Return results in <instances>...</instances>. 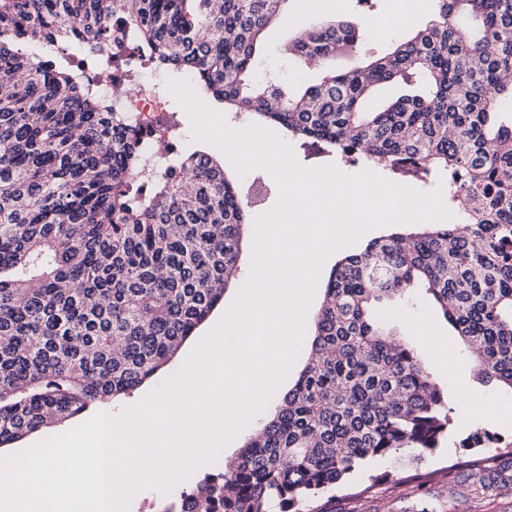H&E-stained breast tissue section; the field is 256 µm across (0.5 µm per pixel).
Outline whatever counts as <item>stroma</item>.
I'll return each instance as SVG.
<instances>
[{
  "mask_svg": "<svg viewBox=\"0 0 512 512\" xmlns=\"http://www.w3.org/2000/svg\"><path fill=\"white\" fill-rule=\"evenodd\" d=\"M291 24L272 29L256 59L257 77H277L283 86L298 85L308 64L287 53L289 40L298 25L320 24L338 17L371 15L373 24L365 44L353 53L342 54L331 63L333 71L344 73L360 66L365 55L385 52L389 45L406 38L411 28L426 25L432 18L430 0H420L412 21H400V0H289ZM388 322L399 337L417 344L423 363L434 380L448 389L451 398L452 430L432 453L416 456L404 451L387 460L363 466L343 487L329 491V512H512V488L501 487L482 493L474 490L457 460L477 459L479 448H464L460 442L473 430L486 428L512 441V389L482 384L475 361L453 328L437 312L425 289L386 303ZM485 399L477 407L472 395ZM388 472V482L370 486L369 477Z\"/></svg>",
  "mask_w": 512,
  "mask_h": 512,
  "instance_id": "35a3bbf8",
  "label": "stroma"
}]
</instances>
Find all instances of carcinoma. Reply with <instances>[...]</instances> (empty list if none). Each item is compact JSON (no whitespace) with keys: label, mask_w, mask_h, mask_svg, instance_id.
Returning a JSON list of instances; mask_svg holds the SVG:
<instances>
[{"label":"carcinoma","mask_w":512,"mask_h":512,"mask_svg":"<svg viewBox=\"0 0 512 512\" xmlns=\"http://www.w3.org/2000/svg\"><path fill=\"white\" fill-rule=\"evenodd\" d=\"M287 0H0V448L64 423L166 366L236 278L250 204L205 150L157 152L126 112L72 76L137 52L214 105L393 170L448 176L462 225L419 224L339 260L304 367L237 456L201 467L160 512H302L368 461L433 452L448 393L382 303L426 286L475 358L512 390V0H431L433 19L347 73L291 93L254 76ZM370 19L306 27L316 64ZM64 42L66 56L29 48ZM157 169L146 170L145 159ZM477 430L463 448H497ZM505 453L473 465L484 490Z\"/></svg>","instance_id":"cac0c4a2"}]
</instances>
